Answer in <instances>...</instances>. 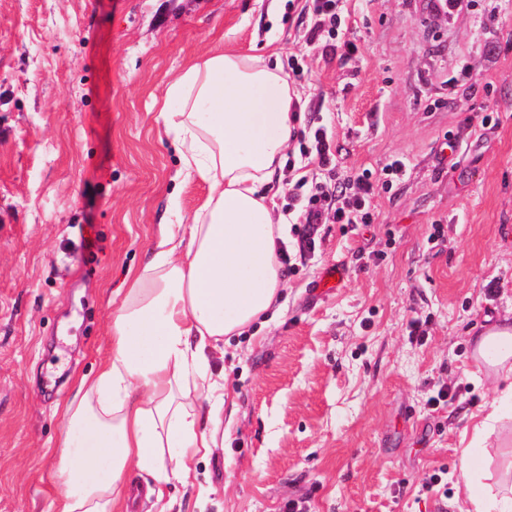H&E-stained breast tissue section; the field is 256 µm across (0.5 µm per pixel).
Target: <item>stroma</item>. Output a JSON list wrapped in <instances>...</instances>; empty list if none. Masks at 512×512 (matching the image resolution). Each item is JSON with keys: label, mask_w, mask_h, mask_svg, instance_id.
<instances>
[{"label": "stroma", "mask_w": 512, "mask_h": 512, "mask_svg": "<svg viewBox=\"0 0 512 512\" xmlns=\"http://www.w3.org/2000/svg\"><path fill=\"white\" fill-rule=\"evenodd\" d=\"M310 0H0V512H54L58 404L109 352L112 297L182 183L157 122L167 83L230 47L297 61L335 171L287 154L274 181L341 182L394 159L373 224L289 231L288 286L255 333L207 349L228 378L224 445L164 488L171 512H466L461 451L500 480L512 420L478 438L504 381L474 340L512 327V14L435 0H344L348 61L304 40ZM495 110V125L481 115ZM344 272L331 291L317 283Z\"/></svg>", "instance_id": "stroma-1"}]
</instances>
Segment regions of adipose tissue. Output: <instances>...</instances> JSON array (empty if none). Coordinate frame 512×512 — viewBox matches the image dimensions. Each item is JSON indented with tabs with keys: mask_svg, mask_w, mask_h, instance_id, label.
<instances>
[{
	"mask_svg": "<svg viewBox=\"0 0 512 512\" xmlns=\"http://www.w3.org/2000/svg\"><path fill=\"white\" fill-rule=\"evenodd\" d=\"M295 93L280 63L233 50L199 58L172 78L158 122L178 153L183 182L208 192L191 216L174 211L148 260L115 294L111 351L60 405L66 423L56 512H112L130 469L188 482L191 460L218 447L224 384L206 348L247 331L286 286L277 256L282 228L266 192L293 131ZM479 364L495 368L512 394V332L487 330ZM210 405L202 413L189 394ZM481 459L461 456L468 512H512V485L477 482Z\"/></svg>",
	"mask_w": 512,
	"mask_h": 512,
	"instance_id": "obj_1",
	"label": "adipose tissue"
}]
</instances>
